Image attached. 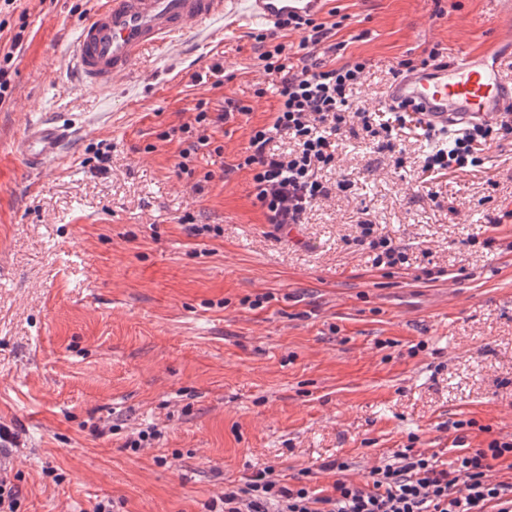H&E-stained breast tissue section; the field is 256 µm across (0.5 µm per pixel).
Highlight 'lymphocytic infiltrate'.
Wrapping results in <instances>:
<instances>
[{
  "instance_id": "f902f5d3",
  "label": "lymphocytic infiltrate",
  "mask_w": 512,
  "mask_h": 512,
  "mask_svg": "<svg viewBox=\"0 0 512 512\" xmlns=\"http://www.w3.org/2000/svg\"><path fill=\"white\" fill-rule=\"evenodd\" d=\"M286 44H274L261 55L262 68L271 76L278 107L269 123L251 127L242 165L251 172L253 203L267 223L275 227L300 224L317 203L333 193L349 189L347 181L328 183L325 170L336 164V138L348 126L389 146L391 126L380 123L375 113L352 108L349 94L360 84L366 64L357 60L340 66L314 63L294 68L284 63ZM193 123L179 126L187 146L175 165L177 175L193 176L192 157L210 143L209 129L223 124L229 112L211 113L198 102ZM512 135V121L467 125L452 149L424 156L421 170L438 174L456 167L479 166L477 144L491 136ZM288 137L293 146L283 152L275 138ZM358 245L373 253L374 265H404L406 255L389 237L377 233L374 224H357ZM464 421L454 422L456 445L462 451L451 463L437 456L406 448L391 462L374 468L366 484L339 479L332 494L322 495L307 484H287L274 468L254 472L244 487L225 491L212 501V512H512V483L491 482L492 469L512 460V439H492L487 447L468 448L459 431Z\"/></svg>"
}]
</instances>
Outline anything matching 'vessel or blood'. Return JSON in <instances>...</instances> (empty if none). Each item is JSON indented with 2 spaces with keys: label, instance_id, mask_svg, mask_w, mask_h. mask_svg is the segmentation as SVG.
<instances>
[{
  "label": "vessel or blood",
  "instance_id": "1",
  "mask_svg": "<svg viewBox=\"0 0 512 512\" xmlns=\"http://www.w3.org/2000/svg\"><path fill=\"white\" fill-rule=\"evenodd\" d=\"M330 0H100L81 26L71 63L81 87L108 89L147 48L163 47L216 19L276 30L290 18H316ZM493 48L460 50L451 60L402 73L387 88L386 104L422 112L436 129L491 120L512 100ZM71 129L55 122L28 125L12 148L22 163L42 169L58 159Z\"/></svg>",
  "mask_w": 512,
  "mask_h": 512
}]
</instances>
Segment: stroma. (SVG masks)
I'll return each mask as SVG.
<instances>
[{
	"label": "stroma",
	"instance_id": "1",
	"mask_svg": "<svg viewBox=\"0 0 512 512\" xmlns=\"http://www.w3.org/2000/svg\"><path fill=\"white\" fill-rule=\"evenodd\" d=\"M97 4L17 0L9 18L26 48L0 104V470L18 512H207L267 466L328 491L408 446L453 459L458 420L469 448L512 437V138L425 191L419 161L440 139L418 113L389 151L344 129L326 177L351 190L278 230L239 166L277 108L259 28L203 26L112 89H78L68 61ZM322 20L341 24L336 65L368 62L353 106L383 119L400 60L478 51L499 30L496 0H332ZM201 100L248 112L181 179L171 130ZM42 120L82 133L34 175L11 141ZM361 219L403 267H374ZM150 427L158 439L126 448ZM333 460L344 473L323 470Z\"/></svg>",
	"mask_w": 512,
	"mask_h": 512
}]
</instances>
